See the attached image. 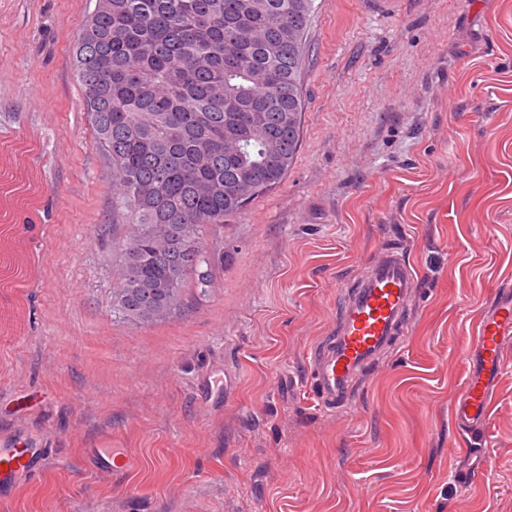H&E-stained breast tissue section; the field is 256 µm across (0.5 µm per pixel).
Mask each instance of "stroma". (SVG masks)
<instances>
[{
	"label": "stroma",
	"instance_id": "35a3bbf8",
	"mask_svg": "<svg viewBox=\"0 0 512 512\" xmlns=\"http://www.w3.org/2000/svg\"><path fill=\"white\" fill-rule=\"evenodd\" d=\"M95 0H0V446L52 460L0 512H512V341L481 441L451 405L512 283V0H314L300 147L233 223L206 293L112 311L110 169L73 53ZM416 269L402 346L320 409L306 353L387 247ZM223 368L222 403L194 394ZM91 448L136 466L102 473Z\"/></svg>",
	"mask_w": 512,
	"mask_h": 512
}]
</instances>
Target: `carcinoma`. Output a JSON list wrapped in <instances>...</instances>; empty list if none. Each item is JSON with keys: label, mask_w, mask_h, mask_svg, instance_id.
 <instances>
[{"label": "carcinoma", "mask_w": 512, "mask_h": 512, "mask_svg": "<svg viewBox=\"0 0 512 512\" xmlns=\"http://www.w3.org/2000/svg\"><path fill=\"white\" fill-rule=\"evenodd\" d=\"M313 0H96L75 50L112 216L128 226L112 312L162 322L213 288L211 226L279 184L301 138ZM240 143L224 152V138Z\"/></svg>", "instance_id": "obj_1"}]
</instances>
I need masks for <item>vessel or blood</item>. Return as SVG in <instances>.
Listing matches in <instances>:
<instances>
[{
    "instance_id": "1",
    "label": "vessel or blood",
    "mask_w": 512,
    "mask_h": 512,
    "mask_svg": "<svg viewBox=\"0 0 512 512\" xmlns=\"http://www.w3.org/2000/svg\"><path fill=\"white\" fill-rule=\"evenodd\" d=\"M414 293V272L402 250L386 249L366 266L342 303L333 335L308 352L307 377L324 410L343 411L354 405L366 370L400 343ZM511 340L512 289L506 287L496 293L474 327L466 356L467 380L452 411L461 430L477 432L488 421L492 393L504 369L502 350ZM91 455L104 473L132 466L130 456L117 448H95ZM51 456V449L23 434L12 447L0 448V498L41 471Z\"/></svg>"
}]
</instances>
